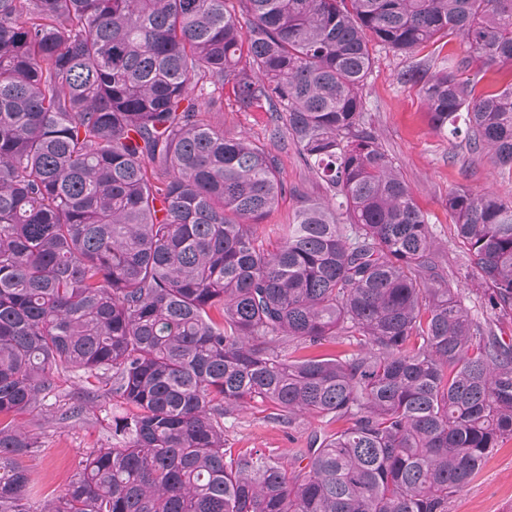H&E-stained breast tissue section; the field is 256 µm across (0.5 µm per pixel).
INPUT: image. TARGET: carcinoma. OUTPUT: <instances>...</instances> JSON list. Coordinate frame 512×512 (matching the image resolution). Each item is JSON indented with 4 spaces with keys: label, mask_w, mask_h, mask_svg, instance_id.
<instances>
[{
    "label": "carcinoma",
    "mask_w": 512,
    "mask_h": 512,
    "mask_svg": "<svg viewBox=\"0 0 512 512\" xmlns=\"http://www.w3.org/2000/svg\"><path fill=\"white\" fill-rule=\"evenodd\" d=\"M452 34L466 55L401 78L512 169V0H0V512H33L12 415L73 372L127 411L41 512H448L512 439V336L440 273L363 88L372 46ZM227 84L329 198L261 229L280 159L207 120ZM448 211L512 316V198L457 187ZM328 339L349 351L305 354ZM248 409L348 426L290 468L225 447Z\"/></svg>",
    "instance_id": "cac0c4a2"
}]
</instances>
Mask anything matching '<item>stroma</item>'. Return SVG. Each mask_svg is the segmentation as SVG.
Returning <instances> with one entry per match:
<instances>
[{"label":"stroma","mask_w":512,"mask_h":512,"mask_svg":"<svg viewBox=\"0 0 512 512\" xmlns=\"http://www.w3.org/2000/svg\"><path fill=\"white\" fill-rule=\"evenodd\" d=\"M408 64L388 49H375L364 91L365 122L394 160L432 225L445 278L466 289L465 303L478 321H493L503 334L510 335L512 319L494 315L483 299L468 292L474 279L467 255L457 243L448 193L465 185L512 197V172L494 166L488 158L472 155L460 141L442 137L431 128L418 86L401 79ZM210 118L226 134H243L264 143L269 140L270 115L263 110L240 112L228 103L223 110L211 112ZM279 157L286 191L266 217L269 225L287 223L302 200L326 195L324 182L308 170L295 146L281 149ZM86 387L83 373L61 375L54 390L42 394L35 409L14 417L40 445L39 453L26 461L41 488L42 497L34 502L38 510L44 497L65 492L82 457L113 443L112 426L123 407L111 398H95L79 420L59 419L64 396L84 392ZM319 427L318 421L304 418L286 427L247 410L228 419L224 439L230 448H272L291 460ZM448 512H512V439L504 440L486 456L479 475L449 501Z\"/></svg>","instance_id":"stroma-1"}]
</instances>
